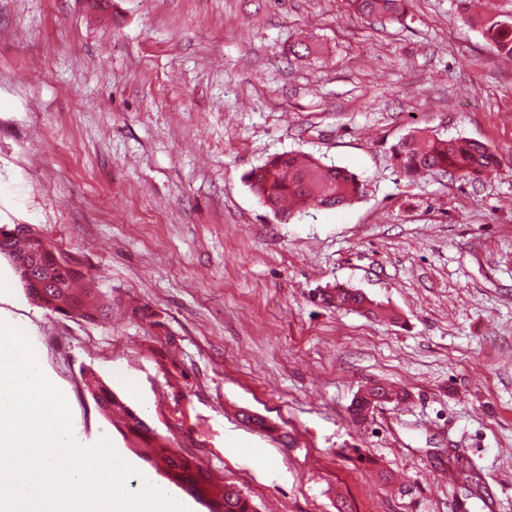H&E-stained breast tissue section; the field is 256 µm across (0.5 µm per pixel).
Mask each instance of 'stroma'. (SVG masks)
I'll return each mask as SVG.
<instances>
[{
	"mask_svg": "<svg viewBox=\"0 0 512 512\" xmlns=\"http://www.w3.org/2000/svg\"><path fill=\"white\" fill-rule=\"evenodd\" d=\"M490 14L512 0H407L398 22L347 0H0V226L33 225L112 301L95 322L59 316L0 258V320L24 328L83 445L109 436L168 483L100 414L91 368L259 512H512V60L477 25ZM301 40L310 56L287 55ZM417 128L501 165L405 178L393 148ZM290 151L365 196L281 220L244 177ZM338 287L383 316L326 302ZM372 381L411 397L354 422ZM457 455L479 497L443 465Z\"/></svg>",
	"mask_w": 512,
	"mask_h": 512,
	"instance_id": "35a3bbf8",
	"label": "stroma"
}]
</instances>
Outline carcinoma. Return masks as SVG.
Here are the masks:
<instances>
[{
  "mask_svg": "<svg viewBox=\"0 0 512 512\" xmlns=\"http://www.w3.org/2000/svg\"><path fill=\"white\" fill-rule=\"evenodd\" d=\"M406 0H349L354 12L367 19L398 21L404 14ZM484 37L494 52L503 58L512 57V19L486 16L479 20ZM394 159L406 177H426L436 173L462 179H475L496 171L499 160L492 148L466 138L441 139L417 129L394 148ZM250 190L270 211L285 218L311 207L332 209L349 205L364 196L361 180L348 169L324 164L308 155L277 154L247 174ZM8 251L21 261L23 270L17 277H26L33 300L55 314L94 321L104 312L100 296L90 287L80 291L74 284L90 280L84 270L73 265L41 236L18 234L0 238V252ZM332 298L336 305L356 308L368 315L380 313V305L364 293L351 288H338ZM131 315L162 326L160 314L147 304L132 306ZM85 390L101 414L112 418L120 410L125 415V428L138 441L137 454L147 462H162L165 475L190 496L205 498L222 507L220 512H256L255 506L242 490L214 479L197 467L190 458L171 448L156 430L131 410L112 392L92 369L81 373ZM409 394L375 382L361 388L350 406L355 421L366 419L370 411L382 404L406 402ZM466 491L480 486L482 476L476 467L458 457L451 461Z\"/></svg>",
  "mask_w": 512,
  "mask_h": 512,
  "instance_id": "cac0c4a2",
  "label": "carcinoma"
}]
</instances>
